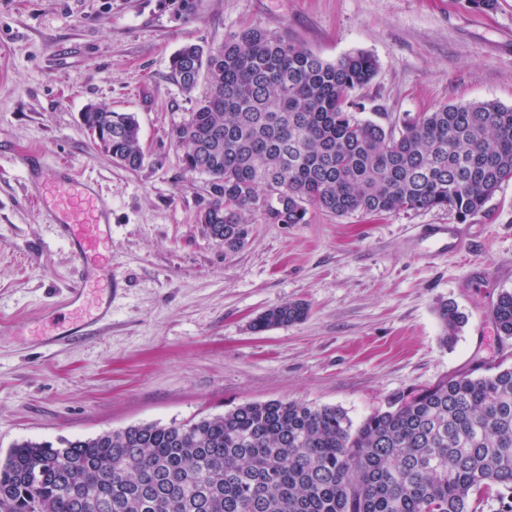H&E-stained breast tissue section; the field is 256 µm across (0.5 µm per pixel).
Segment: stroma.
<instances>
[{"mask_svg": "<svg viewBox=\"0 0 512 512\" xmlns=\"http://www.w3.org/2000/svg\"><path fill=\"white\" fill-rule=\"evenodd\" d=\"M257 26L333 62L375 58L357 89L363 119L385 125L448 103L512 106V0H0V455L14 443L87 439L131 425L186 424L269 400L343 410L360 424L388 401L478 365H512L491 307L512 290V181L466 221L470 247L436 260L421 227L445 209L311 210L305 224L252 226L229 254L197 214L204 178L185 173L170 140L209 87L170 78L188 42L223 45ZM90 105L135 115L152 166L132 172L100 152L81 120ZM34 153L35 168L19 162ZM95 184L112 210V316L93 334L45 343L92 312L68 307L83 266L47 204L58 179ZM467 323L440 345L435 307ZM300 322L257 332L287 302ZM307 313V308L298 302L283 303L267 309L253 323L254 330L267 331L275 327L285 326L301 320Z\"/></svg>", "mask_w": 512, "mask_h": 512, "instance_id": "1", "label": "stroma"}]
</instances>
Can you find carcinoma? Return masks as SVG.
<instances>
[{"label": "carcinoma", "mask_w": 512, "mask_h": 512, "mask_svg": "<svg viewBox=\"0 0 512 512\" xmlns=\"http://www.w3.org/2000/svg\"><path fill=\"white\" fill-rule=\"evenodd\" d=\"M376 61L323 60L259 27L218 49L184 44L171 79L196 101L170 138L184 170L207 178L210 235L236 252L253 217L307 224L334 216L448 209L460 222L485 211L512 181V106L443 104L406 115L400 129L358 114ZM90 135L112 127V159L149 163L129 112L85 113ZM298 302L267 309V331L301 320ZM436 313L441 343L465 323L455 304ZM491 316L512 339V290ZM0 466V512H512V366L462 373L412 392L353 427L336 407L270 400L188 424L131 425L87 439L23 440Z\"/></svg>", "instance_id": "cac0c4a2"}]
</instances>
